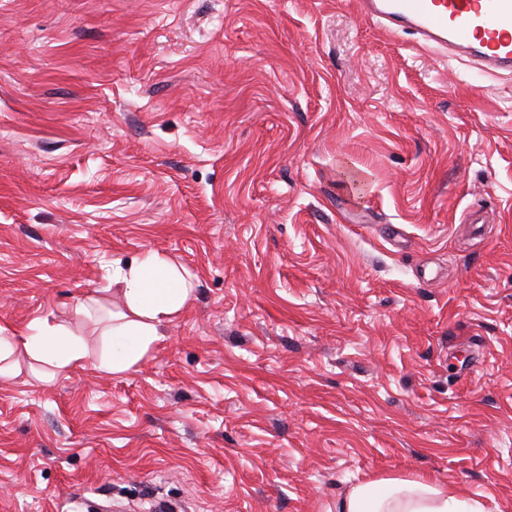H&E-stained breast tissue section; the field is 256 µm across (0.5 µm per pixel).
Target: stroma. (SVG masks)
<instances>
[{
  "instance_id": "stroma-1",
  "label": "stroma",
  "mask_w": 512,
  "mask_h": 512,
  "mask_svg": "<svg viewBox=\"0 0 512 512\" xmlns=\"http://www.w3.org/2000/svg\"><path fill=\"white\" fill-rule=\"evenodd\" d=\"M148 251L194 294L135 368L0 378V512H512V77L357 0H0V326L100 352ZM475 500L436 484L399 478L372 479L352 486L336 512H485Z\"/></svg>"
}]
</instances>
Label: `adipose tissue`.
<instances>
[{
  "instance_id": "1",
  "label": "adipose tissue",
  "mask_w": 512,
  "mask_h": 512,
  "mask_svg": "<svg viewBox=\"0 0 512 512\" xmlns=\"http://www.w3.org/2000/svg\"><path fill=\"white\" fill-rule=\"evenodd\" d=\"M112 282L119 285L123 309L113 312L102 332L103 349L92 354L80 334L34 318L23 335L0 327V376L15 375L16 354L44 365L47 378L74 369L93 368L106 374L132 370L164 338L163 327L191 298L193 283L184 269L148 252L111 264ZM336 512H485L475 500L422 481L379 478L350 488Z\"/></svg>"
}]
</instances>
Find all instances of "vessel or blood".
<instances>
[{
    "mask_svg": "<svg viewBox=\"0 0 512 512\" xmlns=\"http://www.w3.org/2000/svg\"><path fill=\"white\" fill-rule=\"evenodd\" d=\"M363 17L390 33L417 35L426 49L512 74V0H360Z\"/></svg>",
    "mask_w": 512,
    "mask_h": 512,
    "instance_id": "b4317fda",
    "label": "vessel or blood"
}]
</instances>
